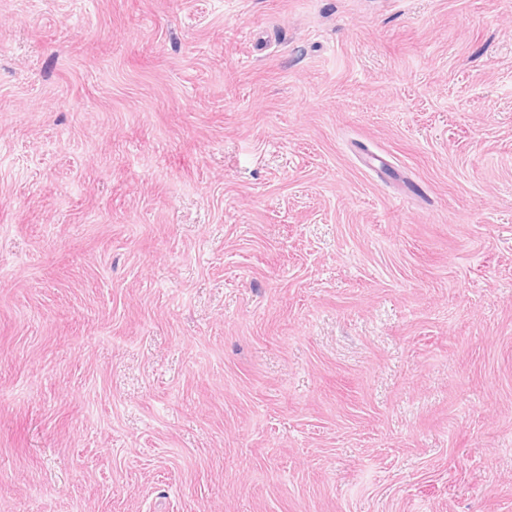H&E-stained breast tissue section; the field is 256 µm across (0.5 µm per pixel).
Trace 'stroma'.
I'll use <instances>...</instances> for the list:
<instances>
[{
	"label": "stroma",
	"instance_id": "1",
	"mask_svg": "<svg viewBox=\"0 0 512 512\" xmlns=\"http://www.w3.org/2000/svg\"><path fill=\"white\" fill-rule=\"evenodd\" d=\"M0 512H512V0H0Z\"/></svg>",
	"mask_w": 512,
	"mask_h": 512
}]
</instances>
